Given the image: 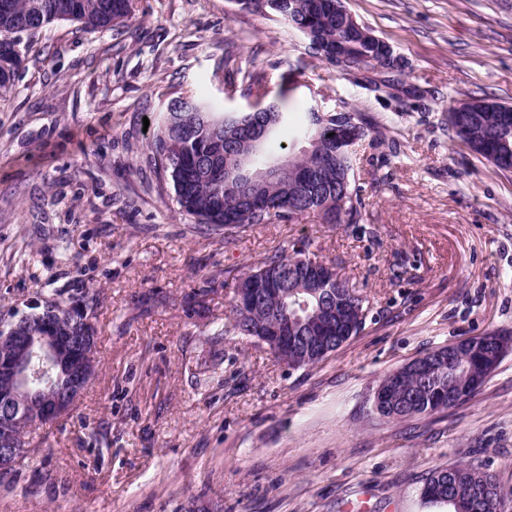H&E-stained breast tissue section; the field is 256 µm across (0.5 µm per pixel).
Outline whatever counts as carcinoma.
Here are the masks:
<instances>
[{
    "label": "carcinoma",
    "instance_id": "cac0c4a2",
    "mask_svg": "<svg viewBox=\"0 0 512 512\" xmlns=\"http://www.w3.org/2000/svg\"><path fill=\"white\" fill-rule=\"evenodd\" d=\"M291 16L280 15L295 30L310 26L316 40L310 44L315 54L336 64V44L350 47L349 60L368 70L380 61L377 45L347 24L336 3L340 0H295ZM0 91L8 92L22 58L13 51L20 34L33 38L55 21H77L90 29L125 25L133 16L134 0H0ZM181 111L159 115L149 142L154 165L169 174L176 202L182 211L199 223L233 230L274 220H298L318 213L327 224H357L362 220L364 200L356 185L359 147L374 129L354 109L340 112H316L310 108L298 115L280 111L278 118L262 113L238 112L236 119L217 103L197 96L179 99ZM271 123V130L253 153L242 163L256 170L269 161L281 159L285 166L279 180L267 188L249 192L238 182L224 178L226 164L246 150L251 128ZM448 127L472 152L501 171L512 166V109L491 98L464 100L448 110ZM288 134L294 147L276 155L282 148V136ZM309 258L308 250L288 255L276 252L256 267L232 277V288L248 281L259 270L293 271ZM326 292L316 298L294 294L290 278L283 279L281 294L269 295L264 304L245 315L231 306L224 321L217 324L216 336H247L260 339L273 325L271 311L288 306V335L334 336L336 347L357 335L363 328L369 301L336 277L325 285ZM309 307L301 309L300 302ZM86 316H62L71 335L97 333L93 322L96 307L88 305ZM477 349L459 343L454 361L438 365L425 383L399 367L383 376L382 387L399 379L395 392L410 400L411 409L396 411L387 401L378 414L391 419L432 415L457 406L470 397L490 376L508 350L509 340L495 334L471 338ZM274 358L292 368L313 366L320 358L278 353ZM423 498L435 505H447L453 512H512V492L503 491L495 476L474 465L453 466V475L434 470L423 488Z\"/></svg>",
    "mask_w": 512,
    "mask_h": 512
}]
</instances>
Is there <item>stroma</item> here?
Instances as JSON below:
<instances>
[{
	"label": "stroma",
	"mask_w": 512,
	"mask_h": 512,
	"mask_svg": "<svg viewBox=\"0 0 512 512\" xmlns=\"http://www.w3.org/2000/svg\"><path fill=\"white\" fill-rule=\"evenodd\" d=\"M344 3L399 57L395 86L375 90L384 72L346 74L235 0H137L125 27L61 21L25 52L0 97V317L94 298L100 363L0 482V512H449L421 490L455 463L512 491V349L452 409L395 420L372 407L402 364L512 337V172L447 120L470 97L512 104V0ZM192 93L228 112L274 99L361 112L374 128L363 222L312 213L228 238L183 213L143 122ZM301 246L368 297L360 333L305 369L214 337L227 278Z\"/></svg>",
	"instance_id": "stroma-1"
}]
</instances>
